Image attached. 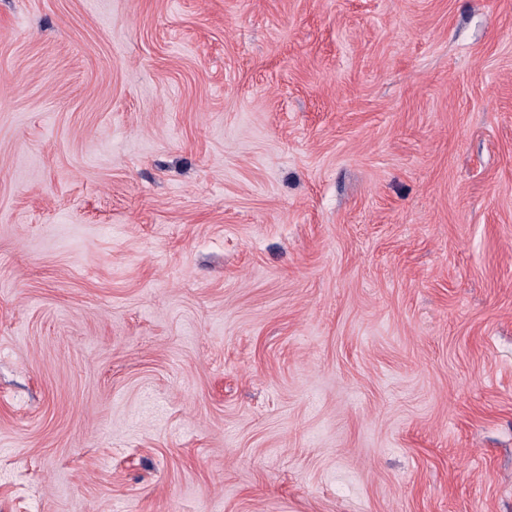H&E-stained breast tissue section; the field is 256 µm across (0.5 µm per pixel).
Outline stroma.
Here are the masks:
<instances>
[{
	"mask_svg": "<svg viewBox=\"0 0 512 512\" xmlns=\"http://www.w3.org/2000/svg\"><path fill=\"white\" fill-rule=\"evenodd\" d=\"M0 512H512V0H0Z\"/></svg>",
	"mask_w": 512,
	"mask_h": 512,
	"instance_id": "stroma-1",
	"label": "stroma"
}]
</instances>
